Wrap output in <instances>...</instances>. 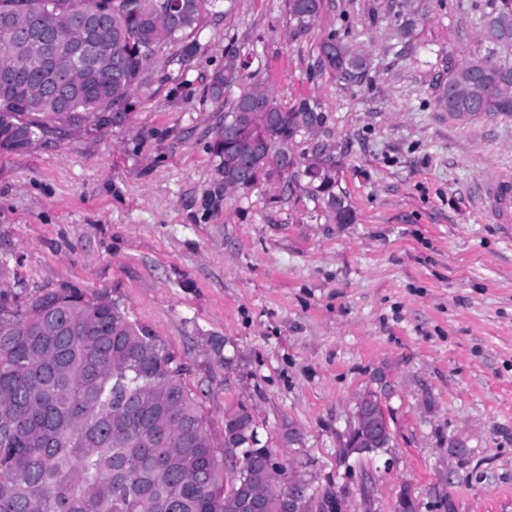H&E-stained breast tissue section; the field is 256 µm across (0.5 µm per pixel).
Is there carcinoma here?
<instances>
[{"label":"carcinoma","instance_id":"carcinoma-1","mask_svg":"<svg viewBox=\"0 0 512 512\" xmlns=\"http://www.w3.org/2000/svg\"><path fill=\"white\" fill-rule=\"evenodd\" d=\"M218 0H0L8 15L35 31L59 28L65 38L115 60L114 69L56 68L17 63L21 49L0 31V152L26 148L52 122L78 126L117 120V110L167 45L189 61L198 46L189 33L215 13ZM322 0H288L294 37L310 34ZM487 53L448 62L437 104L457 117L512 114V64L495 50L512 47V0H494L483 18ZM321 67L347 87L367 78L368 55L336 35L319 44ZM230 48L224 67L210 76L206 95L224 104V124L211 143L226 179L246 190L273 177L270 164L247 162L242 144L274 133L293 155L282 173V196L301 177L328 193L336 223L349 224L346 200L332 193L340 161L323 142L301 148L307 127L325 116L309 99L286 108L259 73ZM74 81L61 101L32 104L39 90ZM238 93L224 97L230 85ZM188 365L166 340L130 319L107 293L51 291L21 303L0 291V512H233V486L265 481L260 457L238 474L224 470L219 441L197 396L186 384ZM242 437L258 431L224 419Z\"/></svg>","mask_w":512,"mask_h":512}]
</instances>
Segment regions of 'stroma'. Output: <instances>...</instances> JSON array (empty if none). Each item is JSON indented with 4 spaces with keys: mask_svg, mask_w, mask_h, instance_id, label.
<instances>
[{
    "mask_svg": "<svg viewBox=\"0 0 512 512\" xmlns=\"http://www.w3.org/2000/svg\"><path fill=\"white\" fill-rule=\"evenodd\" d=\"M401 2L323 0L297 39L287 0H222L196 57L162 49L124 122L0 152V291L120 299L185 358L214 436L248 407L309 493L347 494L350 512H398L405 494L417 512H512V227L480 199L512 167V115L436 101L448 60L482 51L490 0H412L409 32ZM331 33L369 56L361 87L319 69ZM230 44L283 106L320 104L352 223L302 188L278 205L263 181L224 194V107L205 88ZM365 394L394 440L345 461Z\"/></svg>",
    "mask_w": 512,
    "mask_h": 512,
    "instance_id": "35a3bbf8",
    "label": "stroma"
}]
</instances>
